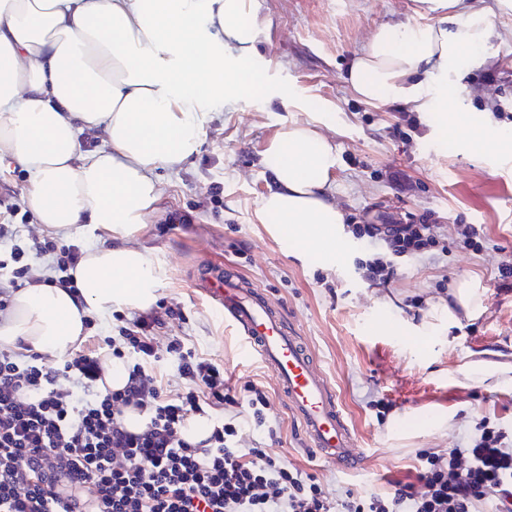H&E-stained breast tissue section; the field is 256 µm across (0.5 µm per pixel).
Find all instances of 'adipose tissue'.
<instances>
[{
    "label": "adipose tissue",
    "mask_w": 512,
    "mask_h": 512,
    "mask_svg": "<svg viewBox=\"0 0 512 512\" xmlns=\"http://www.w3.org/2000/svg\"><path fill=\"white\" fill-rule=\"evenodd\" d=\"M419 2L432 22L384 27L351 64L363 100L423 102L492 34L491 16L465 0ZM252 31L243 0H0V155L25 170L38 224L91 240L73 272L77 292L42 285L12 294L0 347L63 355L82 342L91 314L155 303L163 270L126 241L159 198L157 170L186 162L207 114L253 89ZM96 129L105 145L83 155L78 135ZM265 157L274 185L260 200L261 221L274 235L298 230L335 265L345 216L330 194L334 146L290 126Z\"/></svg>",
    "instance_id": "obj_1"
}]
</instances>
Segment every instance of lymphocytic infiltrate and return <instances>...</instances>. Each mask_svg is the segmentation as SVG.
Returning <instances> with one entry per match:
<instances>
[{
  "label": "lymphocytic infiltrate",
  "mask_w": 512,
  "mask_h": 512,
  "mask_svg": "<svg viewBox=\"0 0 512 512\" xmlns=\"http://www.w3.org/2000/svg\"><path fill=\"white\" fill-rule=\"evenodd\" d=\"M14 205L0 211V311L10 291L55 285L76 290L73 269L79 245L55 238L26 241ZM354 235L383 242L385 253L368 260L372 285L393 279L397 257H421L439 243L431 214L406 223L356 224ZM50 257L47 272L31 256ZM180 305L160 303L119 327L115 336L69 353L55 369L40 353L20 359L0 350V512H333L317 479L275 450L280 439L268 416L271 402L257 385L237 395L224 384V371L179 339L159 349L156 337L167 319L181 317ZM133 357L128 381L98 390L101 351ZM170 356L182 381L170 390L151 370ZM68 379L69 388L56 386ZM145 414L140 431L126 429V411ZM214 410L205 439L190 441L184 429L194 415ZM244 416L267 431V448H236L234 423L224 412ZM414 481L397 482L393 492L351 497L340 512H476L494 498L496 512H512V436L480 421L468 446L421 458Z\"/></svg>",
  "instance_id": "obj_1"
}]
</instances>
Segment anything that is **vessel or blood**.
<instances>
[{
    "label": "vessel or blood",
    "instance_id": "obj_1",
    "mask_svg": "<svg viewBox=\"0 0 512 512\" xmlns=\"http://www.w3.org/2000/svg\"><path fill=\"white\" fill-rule=\"evenodd\" d=\"M192 289L210 308L223 312L239 333L245 355L257 358L274 375L308 445L328 463L342 468L360 465L355 436L325 372L302 336L284 320L279 305L251 276L228 272L220 261L202 268Z\"/></svg>",
    "mask_w": 512,
    "mask_h": 512
}]
</instances>
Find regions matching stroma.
Segmentation results:
<instances>
[{"instance_id": "1", "label": "stroma", "mask_w": 512, "mask_h": 512, "mask_svg": "<svg viewBox=\"0 0 512 512\" xmlns=\"http://www.w3.org/2000/svg\"><path fill=\"white\" fill-rule=\"evenodd\" d=\"M492 14L489 43L468 52L449 83H463L448 121L442 99L426 110L416 104L361 100L346 78L356 56L385 26L424 24L418 0H246L258 27L251 59L256 87L234 107L207 115L202 143L189 163L160 170L161 198L128 243L147 249L165 272L159 300L180 304L160 346L178 338L224 369L229 386H261L280 428L276 450L316 476L331 502L347 494H386L407 481L426 452L464 447L481 418L512 434V289L496 280L512 264V96L507 115L495 118L494 88L478 84L492 60L512 74V11L497 0H472ZM419 129L393 137L402 114ZM487 124L485 148L465 149L469 126ZM310 126L337 147L332 196L347 223L366 210L386 207L407 218L432 213L442 226L439 249L401 258L388 287L370 286L358 268L373 248L350 238L345 263L324 266L296 234L271 235L258 215L270 172L263 153L284 126ZM403 170L411 187L401 192L387 178ZM28 180L10 158L0 159V199L15 205L26 222L24 237L43 238L25 203ZM221 185L220 206L209 202ZM174 212L189 224H170ZM458 224L483 230L482 252L460 245ZM252 276L299 329L324 369L340 409L353 429L363 464L346 470L322 461L304 442L299 422L278 395L272 373L244 357L237 335L191 293L194 273L215 257ZM480 282L478 318L448 319V291L459 281ZM386 401L385 410L376 401Z\"/></svg>"}]
</instances>
